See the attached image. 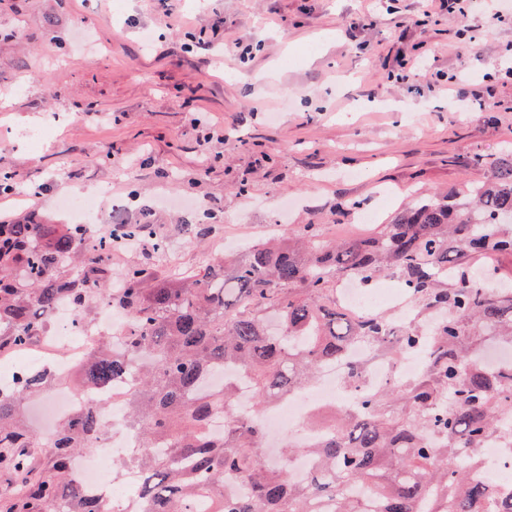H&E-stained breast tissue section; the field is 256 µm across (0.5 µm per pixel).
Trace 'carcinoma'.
<instances>
[{
	"instance_id": "obj_1",
	"label": "carcinoma",
	"mask_w": 512,
	"mask_h": 512,
	"mask_svg": "<svg viewBox=\"0 0 512 512\" xmlns=\"http://www.w3.org/2000/svg\"><path fill=\"white\" fill-rule=\"evenodd\" d=\"M492 165V179L421 199L373 236L321 246L307 224L299 241L253 245L242 259L209 262L176 281L142 264L112 286V229L97 231L87 250L83 224H0V354L32 344L63 298L82 314L104 298L127 317L124 352L96 342L81 377L104 387L141 357L138 390L122 401L143 447L114 463L139 474L133 512H312L316 500L336 502L335 512H512V495L476 478L488 437L512 443V420L502 416L512 413V365L490 371L462 340L472 321L512 339V288L490 292L465 272L454 287H438L462 258L512 253V233L503 230L512 224V152ZM385 272L440 317L429 337L397 335L400 350L423 349L426 368L402 396L406 413L387 409L377 392L361 394L354 408L337 411L319 443L286 448L288 461H315L296 482L287 464L260 459L261 426L232 414L234 382L213 386L211 375L247 374L256 404L268 405L310 385L351 342L385 348V317L354 320L336 309L342 280ZM20 384L22 397L0 398V470L23 488L0 500V512H59L62 500L68 512H111L109 500L79 489L70 464L92 448L95 414L59 423L45 452L19 411L48 380L23 372ZM217 414L227 417L221 437L208 432ZM227 476L241 481L240 494L226 492Z\"/></svg>"
}]
</instances>
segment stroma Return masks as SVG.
<instances>
[{
	"instance_id": "obj_1",
	"label": "stroma",
	"mask_w": 512,
	"mask_h": 512,
	"mask_svg": "<svg viewBox=\"0 0 512 512\" xmlns=\"http://www.w3.org/2000/svg\"><path fill=\"white\" fill-rule=\"evenodd\" d=\"M397 6L182 0L170 27L153 0H0V172L16 187L0 213L67 224L62 199L96 192L103 221L155 233L113 251V275L147 262L169 277L308 224L323 245L364 237L420 198L490 179L474 158L512 148V18L489 22L486 0L464 21L436 0ZM363 11L373 25L349 29ZM199 33L209 47L186 51ZM237 41L250 53L234 55ZM423 41L426 71L396 80L398 56ZM463 69L484 106L451 107L446 78ZM36 129L45 141L26 143ZM161 196L207 204L199 239L182 233L195 216L153 207Z\"/></svg>"
}]
</instances>
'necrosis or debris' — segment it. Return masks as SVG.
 I'll return each mask as SVG.
<instances>
[{"mask_svg": "<svg viewBox=\"0 0 512 512\" xmlns=\"http://www.w3.org/2000/svg\"><path fill=\"white\" fill-rule=\"evenodd\" d=\"M338 304L352 315L361 317L370 314L375 308L387 305L398 312L402 320L401 328H410L409 299L403 289L378 290L372 293L363 289L358 278L351 277L340 284ZM54 331L43 337L36 348L24 349L9 359L8 371L0 374V396L16 397L19 393L17 378L20 370L48 372L55 378L72 379L77 366L82 362L94 340L108 333L111 336L122 334L126 328L125 319L102 320L98 323L83 321L73 306L66 301L59 302L51 314ZM363 368L355 394L340 396L338 386L348 378L352 365ZM423 366L416 355L409 354L395 363L370 360L366 345H349L335 362L326 364L321 370L319 381L311 392L290 396L276 412L254 416L253 390L249 378L235 369L225 370V377L234 380L237 390L235 413L245 419L258 418L261 425L273 434L289 431L299 441H314L324 430L311 427L307 419L314 406H335L337 400L352 404L356 393L372 392L389 384L395 377L417 375ZM133 377L127 376L114 382L112 388H87L76 386L69 391L49 390L42 407L45 418L41 426L43 437H51L56 430V422L80 409L96 412L100 429V439L94 453L74 457L72 466L77 471L85 490L99 494H111L113 512H126L127 498L119 492H112L107 473L113 461L130 455L138 448L137 437L127 428L120 404L113 400V392H127L133 387ZM482 467L478 478L496 476L498 488L512 491V449L495 436L489 437L482 450Z\"/></svg>", "mask_w": 512, "mask_h": 512, "instance_id": "4bbe7bcc", "label": "necrosis or debris"}]
</instances>
